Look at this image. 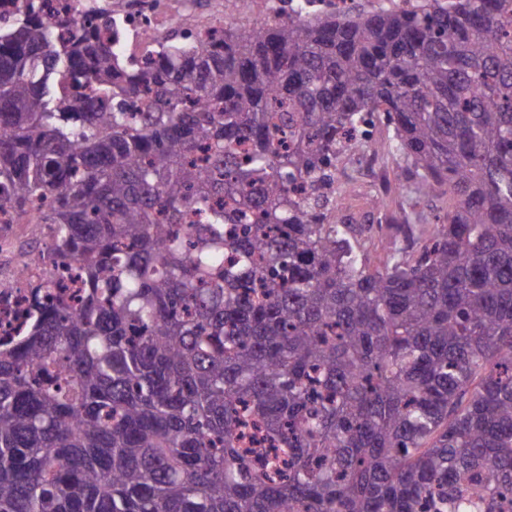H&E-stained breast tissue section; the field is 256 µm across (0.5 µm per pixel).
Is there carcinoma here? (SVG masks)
I'll list each match as a JSON object with an SVG mask.
<instances>
[{"mask_svg": "<svg viewBox=\"0 0 512 512\" xmlns=\"http://www.w3.org/2000/svg\"><path fill=\"white\" fill-rule=\"evenodd\" d=\"M315 2L139 64L111 12L0 28V210L83 284L0 345V512L512 501V0ZM379 112L448 213L373 268L331 187Z\"/></svg>", "mask_w": 512, "mask_h": 512, "instance_id": "obj_1", "label": "carcinoma"}]
</instances>
